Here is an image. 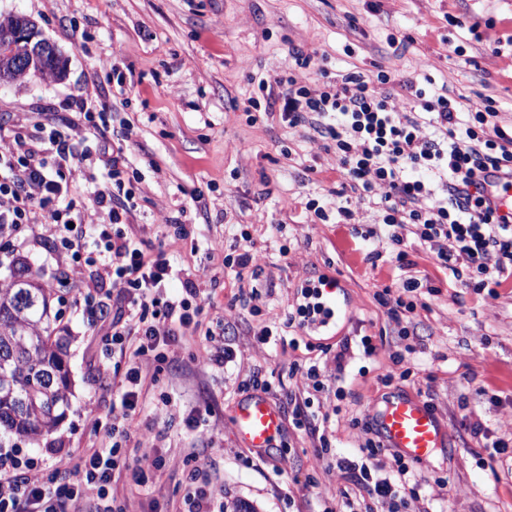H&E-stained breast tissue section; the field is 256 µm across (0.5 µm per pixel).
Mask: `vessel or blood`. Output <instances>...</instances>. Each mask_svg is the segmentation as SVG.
Here are the masks:
<instances>
[{
    "label": "vessel or blood",
    "mask_w": 512,
    "mask_h": 512,
    "mask_svg": "<svg viewBox=\"0 0 512 512\" xmlns=\"http://www.w3.org/2000/svg\"><path fill=\"white\" fill-rule=\"evenodd\" d=\"M323 307L330 313L326 327L347 319L350 308L340 285L327 282L320 290ZM377 426L388 448L416 465L426 464L447 447L450 428L437 413L418 398L404 393L387 395L376 414ZM233 428L239 443L250 450L273 449L284 432V418L270 394L253 392L237 404Z\"/></svg>",
    "instance_id": "b4317fda"
}]
</instances>
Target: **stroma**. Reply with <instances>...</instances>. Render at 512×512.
I'll use <instances>...</instances> for the list:
<instances>
[{"label":"stroma","mask_w":512,"mask_h":512,"mask_svg":"<svg viewBox=\"0 0 512 512\" xmlns=\"http://www.w3.org/2000/svg\"><path fill=\"white\" fill-rule=\"evenodd\" d=\"M448 14L460 27L447 29ZM13 15L31 18L56 45L66 75L0 81V122L26 127L36 116L50 123L60 117L82 132L87 122L77 101L104 102L107 144L122 149L131 181V231L155 246L170 220L183 224L177 261L209 293L214 329L238 351L227 370L207 368L201 363L207 341L195 337L175 348L158 383L142 391L131 431L177 462L153 477L154 495L170 512L181 506L184 462L194 453L226 499L248 501L257 512L341 507L340 493L352 489L351 478L318 458L310 436L286 426L283 454L260 458L240 446L231 424L244 395L241 384L254 371L304 396V383L290 377V367L320 352L306 349L307 335L285 321L299 304L298 288L323 273L340 282L351 308L349 323L323 337V344L368 336L376 347L372 356L352 362L342 383L338 454L353 453L363 438L349 428L350 419L374 413L388 393L405 391L450 427L447 448L421 469L430 484L409 512H437L442 504L447 512H512V459H489L468 427L477 419L495 435L512 436V279L494 292L474 293L411 240L404 262L388 253L367 261L360 233L377 219L369 204L354 206L348 225L321 222L305 208L311 196L335 201V154L278 115L252 118L243 110L248 98L260 95L259 72L271 85L290 74L309 84L380 65L400 78L431 77L473 102L492 98L502 120H510L512 0H0V20ZM472 23L479 26L474 35L467 30ZM391 33L409 37L405 50L388 49ZM294 48L314 56L318 68H296ZM116 69L122 80L113 78ZM236 224L250 234L246 247L262 270L258 280L224 266ZM283 244L291 247L285 258ZM20 258L45 281L59 276L49 246L33 241L24 225L0 236V282ZM409 277L429 281L436 292L417 293L410 334L403 338L376 294ZM251 287L257 298L244 308L234 305L235 295ZM58 310L72 336L65 356L70 407L39 444L0 441L1 449L18 448L46 473L102 443L92 416L105 414L116 395L112 374L103 368L97 314L74 289ZM264 326L278 331L282 343L258 346L254 334ZM408 346L422 364L404 380L391 356ZM163 394L174 409L204 419V426L191 430L168 422L157 406ZM442 468L451 481L446 490L433 483Z\"/></svg>","instance_id":"1"}]
</instances>
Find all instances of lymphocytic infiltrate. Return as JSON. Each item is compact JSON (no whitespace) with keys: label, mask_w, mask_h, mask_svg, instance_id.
Returning a JSON list of instances; mask_svg holds the SVG:
<instances>
[{"label":"lymphocytic infiltrate","mask_w":512,"mask_h":512,"mask_svg":"<svg viewBox=\"0 0 512 512\" xmlns=\"http://www.w3.org/2000/svg\"><path fill=\"white\" fill-rule=\"evenodd\" d=\"M401 93L409 108H397ZM78 107L89 123L80 136L58 129L29 135L0 125V233L36 225L67 258L85 304L111 309L107 342L125 361L118 395L104 417L111 444L84 449L63 470L46 475L20 466L12 454H0V512H133L128 501L116 499L115 479L146 490L153 472L168 461L155 448L144 449L140 459L129 458L128 423L145 382L157 380L170 347L198 335L207 318L195 281L171 262L181 231L151 249L121 231L129 214L120 200L125 158L113 155L106 175L98 176L86 147L88 138L100 134L98 103L88 97ZM247 108L277 112L287 125L307 129L325 150L335 152L343 176L335 207L316 198L305 204L317 219L334 216L348 223L352 202L373 199L378 226L362 237L384 240L396 260L404 259L411 234L473 291L512 276V212L494 208L486 189L488 174L496 173L502 177L500 195L512 192V124L500 123L492 101L465 104L434 80H403L380 68L367 74L348 70L312 85L291 76L281 81L276 95L249 99ZM77 173L92 185L95 209L106 212L107 222L86 219L84 208L70 199L69 179ZM86 265L94 268L95 278L82 279ZM105 280L117 291L110 306L101 297ZM349 356L346 344L334 353L331 376L316 361L291 368L308 388L307 397L288 398L292 423L315 439L320 457L334 460L353 478L354 491L341 494L345 507L359 495L372 502L366 512H405L426 480L384 447L372 420L352 419L351 427L362 428L367 438L353 454L336 452L334 426ZM382 456L391 460V470L378 466Z\"/></svg>","instance_id":"1"}]
</instances>
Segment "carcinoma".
<instances>
[{
	"mask_svg": "<svg viewBox=\"0 0 512 512\" xmlns=\"http://www.w3.org/2000/svg\"><path fill=\"white\" fill-rule=\"evenodd\" d=\"M67 292L65 281L48 283L23 261L0 283V435L38 443L69 405L66 338L50 315L51 301Z\"/></svg>",
	"mask_w": 512,
	"mask_h": 512,
	"instance_id": "cac0c4a2",
	"label": "carcinoma"
}]
</instances>
